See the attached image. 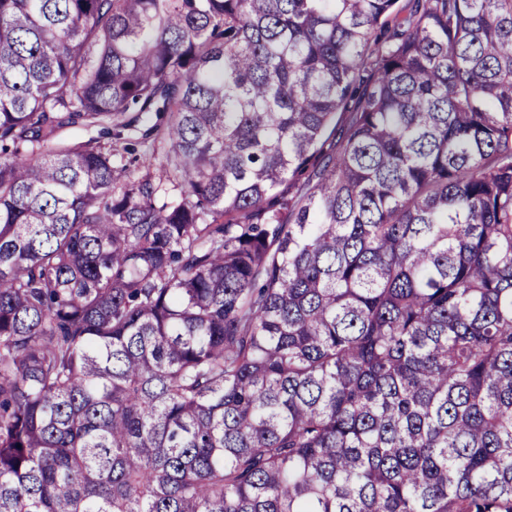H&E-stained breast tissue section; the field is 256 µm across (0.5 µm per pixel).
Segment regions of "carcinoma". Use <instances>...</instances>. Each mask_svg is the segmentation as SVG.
Listing matches in <instances>:
<instances>
[{"label":"carcinoma","instance_id":"obj_1","mask_svg":"<svg viewBox=\"0 0 512 512\" xmlns=\"http://www.w3.org/2000/svg\"><path fill=\"white\" fill-rule=\"evenodd\" d=\"M0 512H512V0H0ZM140 155V166L136 169V174L145 175L150 174L156 181L161 179L164 183V187H170L168 181V174L165 173L164 169L160 166V159L163 149L160 147L155 155H152V151L148 150L145 146H139Z\"/></svg>","mask_w":512,"mask_h":512}]
</instances>
